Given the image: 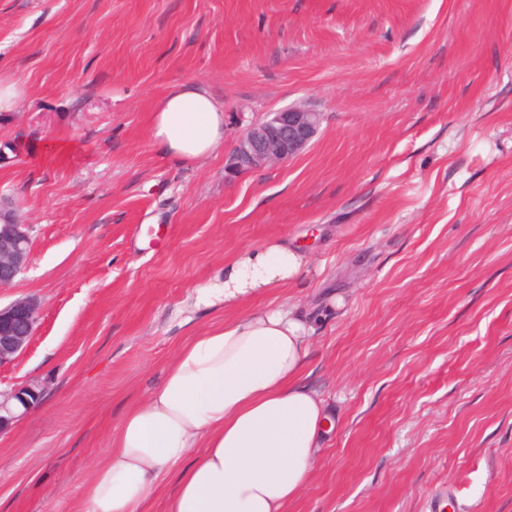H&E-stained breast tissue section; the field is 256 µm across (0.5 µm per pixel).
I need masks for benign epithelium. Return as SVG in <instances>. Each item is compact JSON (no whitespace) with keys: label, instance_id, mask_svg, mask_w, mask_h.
Here are the masks:
<instances>
[{"label":"benign epithelium","instance_id":"obj_1","mask_svg":"<svg viewBox=\"0 0 512 512\" xmlns=\"http://www.w3.org/2000/svg\"><path fill=\"white\" fill-rule=\"evenodd\" d=\"M320 114L304 107H289L267 113L247 125L225 158L224 171L232 176L287 162L308 148L320 128ZM31 254L29 225L0 205V288L11 286L28 265ZM40 304L33 297H20L0 306V367L15 361L28 347L37 328ZM43 391L32 385L0 390V434L19 417L40 403Z\"/></svg>","mask_w":512,"mask_h":512}]
</instances>
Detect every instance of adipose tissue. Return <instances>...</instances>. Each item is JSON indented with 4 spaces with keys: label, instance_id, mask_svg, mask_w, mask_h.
Wrapping results in <instances>:
<instances>
[{
    "label": "adipose tissue",
    "instance_id": "adipose-tissue-1",
    "mask_svg": "<svg viewBox=\"0 0 512 512\" xmlns=\"http://www.w3.org/2000/svg\"><path fill=\"white\" fill-rule=\"evenodd\" d=\"M150 137L178 162L207 158L224 144V108L204 86L181 84L157 104ZM307 262L278 240L239 251L196 289L195 307L224 308L227 319L183 345L146 402L123 414L84 486L83 512H148L176 465L166 512H288L334 422L301 382L307 315L250 303L291 284Z\"/></svg>",
    "mask_w": 512,
    "mask_h": 512
}]
</instances>
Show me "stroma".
<instances>
[{
  "label": "stroma",
  "instance_id": "obj_1",
  "mask_svg": "<svg viewBox=\"0 0 512 512\" xmlns=\"http://www.w3.org/2000/svg\"><path fill=\"white\" fill-rule=\"evenodd\" d=\"M0 197L31 260L0 303L41 304L0 388L43 389L0 435V512H81L127 409L242 247L285 238L303 276L264 304L319 310L303 383L335 419L291 512H512V0H0ZM224 147L150 137L184 82ZM320 112L282 165L225 157L265 113ZM24 94L19 81L0 79V112H13L22 102ZM150 137L162 153L178 162L205 159L224 144V108L204 86L183 83L152 112Z\"/></svg>",
  "mask_w": 512,
  "mask_h": 512
}]
</instances>
